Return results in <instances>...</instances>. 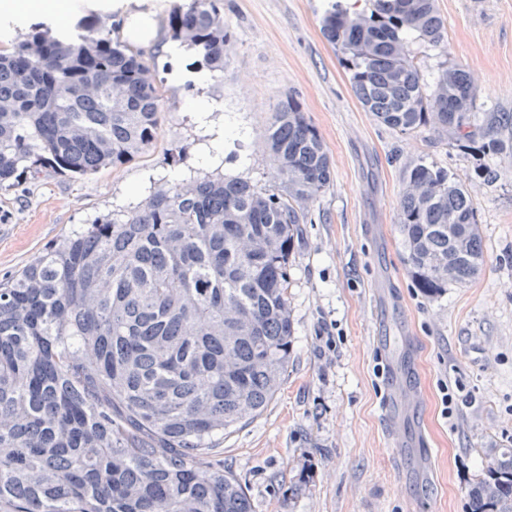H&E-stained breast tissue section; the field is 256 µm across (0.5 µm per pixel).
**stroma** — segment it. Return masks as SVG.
<instances>
[{
	"instance_id": "obj_1",
	"label": "stroma",
	"mask_w": 512,
	"mask_h": 512,
	"mask_svg": "<svg viewBox=\"0 0 512 512\" xmlns=\"http://www.w3.org/2000/svg\"><path fill=\"white\" fill-rule=\"evenodd\" d=\"M177 2H131L158 21L144 47L162 94L154 142L118 168L20 173L0 187V280L83 224L135 211L165 182L221 175L278 186L264 141L294 97L322 137L332 180L304 204L288 266L295 336L285 376L211 460L236 476L255 512H469L470 487L512 447V0H436L443 37L410 45L424 77L446 63L467 70L479 120L502 121L490 149L428 127L402 133L364 111L322 33L330 0H221L223 75L177 81L196 60L170 51ZM192 100L210 105L207 116ZM420 163L471 194L485 254L473 280L434 297L407 270L398 224L404 177ZM391 368L422 398L398 446L383 415Z\"/></svg>"
}]
</instances>
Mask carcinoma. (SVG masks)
Instances as JSON below:
<instances>
[{
    "label": "carcinoma",
    "instance_id": "carcinoma-1",
    "mask_svg": "<svg viewBox=\"0 0 512 512\" xmlns=\"http://www.w3.org/2000/svg\"><path fill=\"white\" fill-rule=\"evenodd\" d=\"M331 5L326 39L368 112L453 143L474 123L460 66L433 86L408 48L445 25L434 0ZM173 41L224 74L219 0L169 16ZM144 52L97 17L33 25L0 50V185L19 168L88 175L136 159L162 119ZM267 145L283 188L239 178L175 180L134 213L108 214L0 281V512H254L236 477L208 463L224 431L259 416L288 367L295 329L288 263L304 214L331 181L321 136L293 98ZM399 224L405 265L428 296L484 263L476 209L448 173L413 166ZM471 512H512V449L470 488Z\"/></svg>",
    "mask_w": 512,
    "mask_h": 512
}]
</instances>
